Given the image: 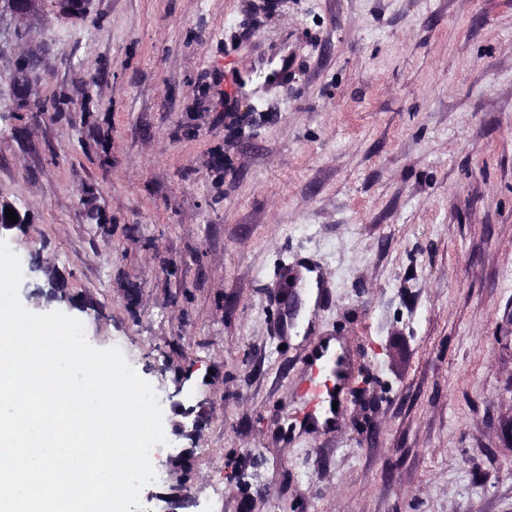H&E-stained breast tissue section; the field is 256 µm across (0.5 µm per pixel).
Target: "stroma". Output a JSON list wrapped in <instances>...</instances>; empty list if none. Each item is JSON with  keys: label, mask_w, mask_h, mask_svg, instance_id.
Listing matches in <instances>:
<instances>
[{"label": "stroma", "mask_w": 512, "mask_h": 512, "mask_svg": "<svg viewBox=\"0 0 512 512\" xmlns=\"http://www.w3.org/2000/svg\"><path fill=\"white\" fill-rule=\"evenodd\" d=\"M0 200L22 304L159 398L143 512H512V0H40L0 26ZM309 319L355 361L330 446ZM302 265H299L297 268L290 269L284 276L283 282L280 285V288H302L304 290L310 289L311 291L314 290L315 287V294H316V300L315 304L313 306V309H317L320 307V304L325 298V290L324 288H321L316 281V285H314L309 279L306 277L304 278L302 276V273L300 271V267Z\"/></svg>", "instance_id": "obj_1"}]
</instances>
